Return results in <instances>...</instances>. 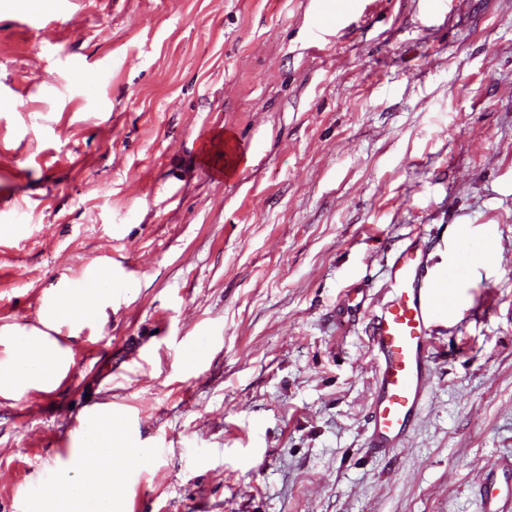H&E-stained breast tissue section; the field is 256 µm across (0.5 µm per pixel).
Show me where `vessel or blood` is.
<instances>
[{
	"mask_svg": "<svg viewBox=\"0 0 512 512\" xmlns=\"http://www.w3.org/2000/svg\"><path fill=\"white\" fill-rule=\"evenodd\" d=\"M437 243L433 237L399 251L389 268V297L370 318L378 371L367 445L380 452L403 447L419 418L435 327L458 303L462 277L475 261L466 249L448 262L435 261ZM483 512H512V460L488 475Z\"/></svg>",
	"mask_w": 512,
	"mask_h": 512,
	"instance_id": "b4317fda",
	"label": "vessel or blood"
}]
</instances>
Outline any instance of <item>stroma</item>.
Here are the masks:
<instances>
[{"label":"stroma","mask_w":512,"mask_h":512,"mask_svg":"<svg viewBox=\"0 0 512 512\" xmlns=\"http://www.w3.org/2000/svg\"><path fill=\"white\" fill-rule=\"evenodd\" d=\"M435 230L492 261L373 454L367 325ZM92 270L134 286L40 307ZM44 318L69 369L0 396V512L95 454L97 412L154 452L113 464L112 512H482L512 457V0H0V360Z\"/></svg>","instance_id":"1"}]
</instances>
